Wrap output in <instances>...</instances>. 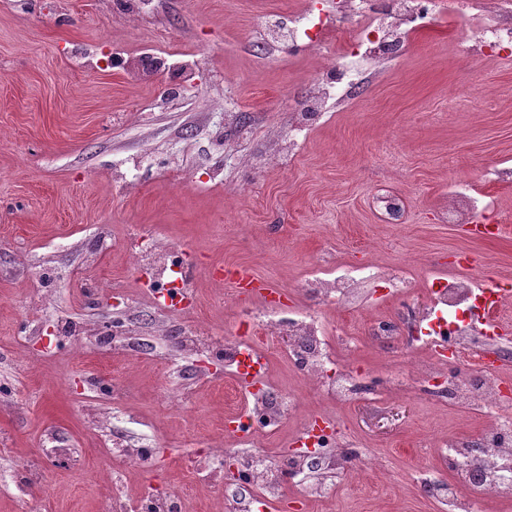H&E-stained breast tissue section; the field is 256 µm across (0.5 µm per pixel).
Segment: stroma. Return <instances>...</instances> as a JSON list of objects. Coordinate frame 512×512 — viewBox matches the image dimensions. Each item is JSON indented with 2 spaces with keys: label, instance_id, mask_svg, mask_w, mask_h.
Masks as SVG:
<instances>
[{
  "label": "stroma",
  "instance_id": "stroma-1",
  "mask_svg": "<svg viewBox=\"0 0 512 512\" xmlns=\"http://www.w3.org/2000/svg\"><path fill=\"white\" fill-rule=\"evenodd\" d=\"M336 0H0V512H117L143 490L177 489L184 512H217L224 484L212 445L231 447L238 403L225 368L180 350L203 327L220 342L262 297L239 300L215 277L248 267L298 303L310 267L381 262L453 269L460 253L486 284L512 283V57L474 59L440 20L331 105L293 154L280 150L307 111L324 52L263 44L266 22ZM136 166L135 178L119 179ZM492 203L493 238L448 221L461 178ZM400 199L398 220L377 205ZM174 247L192 286L178 314L143 302L151 275L129 244ZM368 301L321 308L327 328L357 339L362 368L404 363L402 346L367 338L391 313L380 284ZM128 325L98 341L105 323ZM274 382L294 401L274 456L294 452L311 418L356 438L381 472L334 479L311 508L286 490L283 512H437L414 474L434 466L429 440L477 432L474 416L405 393L375 413L329 406L284 361ZM153 449L137 470L119 449Z\"/></svg>",
  "mask_w": 512,
  "mask_h": 512
}]
</instances>
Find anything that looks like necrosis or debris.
Returning a JSON list of instances; mask_svg holds the SVG:
<instances>
[{"label":"necrosis or debris","mask_w":512,"mask_h":512,"mask_svg":"<svg viewBox=\"0 0 512 512\" xmlns=\"http://www.w3.org/2000/svg\"><path fill=\"white\" fill-rule=\"evenodd\" d=\"M442 0H392L389 8L373 9L371 0H343L344 15L367 18L356 50L326 58L313 82L312 103L353 94L366 67L401 54L409 33L428 27L436 18ZM492 23L475 21L469 9L456 8L452 22L469 36L478 51L493 55L512 51V0H498ZM266 42L280 46H314L317 24L314 12L290 17L270 27ZM378 279L397 296L400 312L374 321L369 337L379 344L399 343L409 355L407 369L415 392L437 403H445L479 416L500 411L498 421L483 423L470 439L437 438L433 446L438 469L447 479H428L421 491L437 500L445 512H471L475 502L494 499L512 502V395L504 380L507 345L477 328L470 311L486 285L467 270L413 269L393 271L376 265H337L328 271L310 270L304 283L319 304L342 309L361 305L365 296L362 280ZM426 299L414 304L416 290ZM287 338L284 359L306 385L320 389L336 404L371 403L400 385L398 375L369 378L342 367L336 349L322 321L306 306H292L256 316L242 317L241 324L224 341V364L239 372L245 358L261 354L265 336ZM273 366L265 364L256 383L246 394L240 415L245 438L239 439L238 461L245 479H225L226 512H275L285 487H302L311 471L339 470L349 474L366 467L367 461L355 441L311 430L302 449L291 456L289 466L272 461L258 466L265 449L256 447L251 431L260 428L273 435L280 430L289 399L276 395L272 384Z\"/></svg>","instance_id":"1"}]
</instances>
